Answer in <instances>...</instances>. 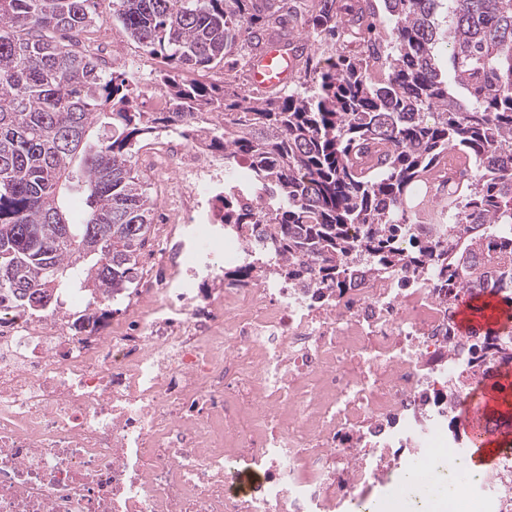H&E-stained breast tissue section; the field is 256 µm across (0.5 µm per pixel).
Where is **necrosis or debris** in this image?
<instances>
[{
	"label": "necrosis or debris",
	"instance_id": "4bbe7bcc",
	"mask_svg": "<svg viewBox=\"0 0 512 512\" xmlns=\"http://www.w3.org/2000/svg\"><path fill=\"white\" fill-rule=\"evenodd\" d=\"M144 161L164 213L125 317L87 318L79 288L38 318L0 310V512H354L462 456L448 421L483 353L454 333V292L425 268L362 269L340 293L196 287L216 272L185 230L251 255L196 209L224 161L174 133ZM459 509L512 512L511 454Z\"/></svg>",
	"mask_w": 512,
	"mask_h": 512
}]
</instances>
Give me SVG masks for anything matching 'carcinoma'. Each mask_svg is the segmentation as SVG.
<instances>
[{
    "label": "carcinoma",
    "mask_w": 512,
    "mask_h": 512,
    "mask_svg": "<svg viewBox=\"0 0 512 512\" xmlns=\"http://www.w3.org/2000/svg\"><path fill=\"white\" fill-rule=\"evenodd\" d=\"M335 0H312L319 55L336 39ZM114 7L127 36L168 60L156 79L166 111L106 74L73 39ZM288 0H0V309L56 308L63 291L108 298L139 275L155 201L136 155L174 131L244 159L249 191L226 181L223 224L281 257L296 285L348 287L355 264L429 265L441 285L494 297L512 312V0H382L392 22L384 71L329 56L312 93L246 90L179 79L212 69L247 40L279 33ZM450 53L452 69L437 64ZM453 150L474 161L426 223L413 224L416 185ZM85 200L79 214L75 199ZM414 225L409 239L405 226ZM263 265L231 267L250 285ZM487 380L512 391V347L490 354ZM507 411L489 434L512 433Z\"/></svg>",
    "instance_id": "1"
}]
</instances>
